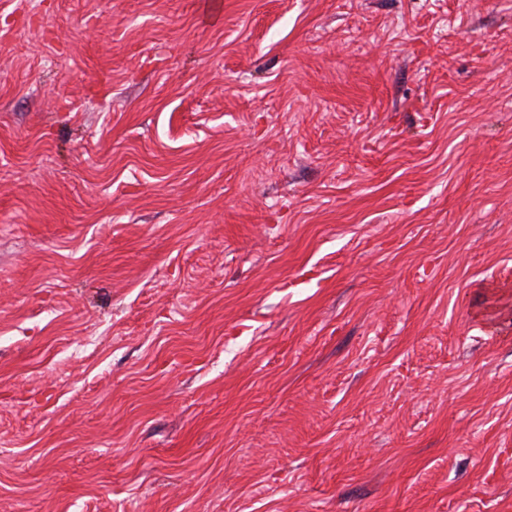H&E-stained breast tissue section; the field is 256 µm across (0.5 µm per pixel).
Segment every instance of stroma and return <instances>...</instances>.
<instances>
[{"instance_id": "1", "label": "stroma", "mask_w": 512, "mask_h": 512, "mask_svg": "<svg viewBox=\"0 0 512 512\" xmlns=\"http://www.w3.org/2000/svg\"><path fill=\"white\" fill-rule=\"evenodd\" d=\"M0 0V512H512V0Z\"/></svg>"}]
</instances>
